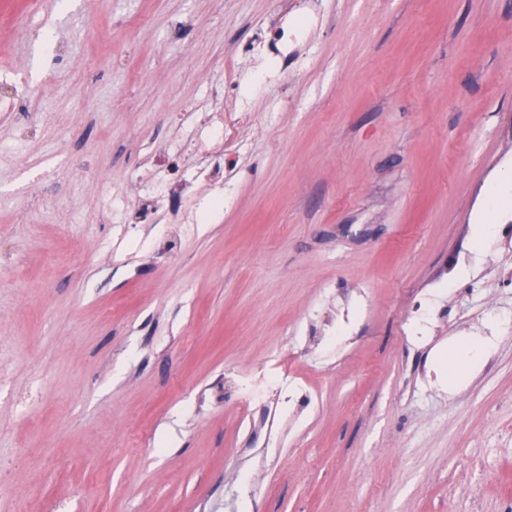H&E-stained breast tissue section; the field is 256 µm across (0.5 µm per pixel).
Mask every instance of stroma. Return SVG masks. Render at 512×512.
Returning <instances> with one entry per match:
<instances>
[{
    "mask_svg": "<svg viewBox=\"0 0 512 512\" xmlns=\"http://www.w3.org/2000/svg\"><path fill=\"white\" fill-rule=\"evenodd\" d=\"M223 70L200 224L140 223ZM498 187L512 0H0V512H512V331L446 378L512 315Z\"/></svg>",
    "mask_w": 512,
    "mask_h": 512,
    "instance_id": "stroma-1",
    "label": "stroma"
}]
</instances>
